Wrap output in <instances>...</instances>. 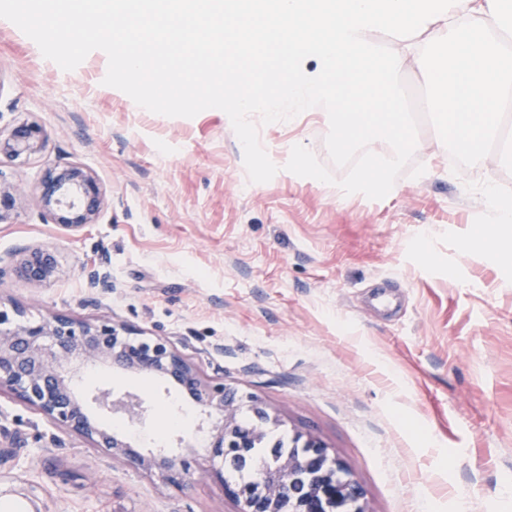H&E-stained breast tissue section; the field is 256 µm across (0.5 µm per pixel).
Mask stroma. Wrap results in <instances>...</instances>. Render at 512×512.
I'll list each match as a JSON object with an SVG mask.
<instances>
[{
  "instance_id": "obj_1",
  "label": "stroma",
  "mask_w": 512,
  "mask_h": 512,
  "mask_svg": "<svg viewBox=\"0 0 512 512\" xmlns=\"http://www.w3.org/2000/svg\"><path fill=\"white\" fill-rule=\"evenodd\" d=\"M92 51L72 71L0 19V122L38 125L46 143L0 162L23 191L0 255L53 248L59 281L7 276L0 294L32 317L105 315L186 347L207 374L262 399L285 430L309 432L353 475L368 512H512V227L496 224L484 178L512 189L492 152L453 173L431 123L417 133L411 171L371 200L285 171L294 145L328 162L323 112L260 126L280 170L248 179L229 117L207 109L167 117L104 85ZM78 162L97 179V223L71 229L41 217L45 172ZM102 256L113 289L86 305L82 264ZM388 289L393 302L372 294ZM110 384L162 410L145 423H107L154 448V432L205 455L191 398L150 377L98 370L80 388ZM0 505L17 488L42 512H236L221 483L182 489L87 448L10 395H0Z\"/></svg>"
}]
</instances>
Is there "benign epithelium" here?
I'll return each instance as SVG.
<instances>
[{
	"mask_svg": "<svg viewBox=\"0 0 512 512\" xmlns=\"http://www.w3.org/2000/svg\"><path fill=\"white\" fill-rule=\"evenodd\" d=\"M44 147L39 126L22 121L0 126V161L28 158ZM39 202L43 215L55 224L82 228L98 221L104 197L95 177L77 163L67 162L43 177ZM20 193L0 172V224L18 216ZM102 257L83 266L88 294L84 302L98 305L97 295L112 289ZM59 273L55 253L47 246L23 245L0 256V278L12 275L28 284H43ZM106 367L112 371L149 375L186 394L200 408L206 434L210 472L222 481L224 495L236 512H366L364 492L351 473L341 472L327 446L311 433L297 431L302 448L277 466H254L253 485L224 481V463L233 462L246 448L270 440L282 427L279 417L259 399L239 391L219 376H209L165 336H147L115 324L107 316L77 320L63 314L34 319L17 301L0 299V394L34 408L58 428L80 437L87 447L112 459L127 460L163 483L180 489L199 470L197 458L165 448L139 453L129 438L104 427L89 410L74 382L83 373ZM92 401L98 409L132 422L145 421L146 400L136 394L98 390Z\"/></svg>",
	"mask_w": 512,
	"mask_h": 512,
	"instance_id": "obj_1",
	"label": "benign epithelium"
}]
</instances>
